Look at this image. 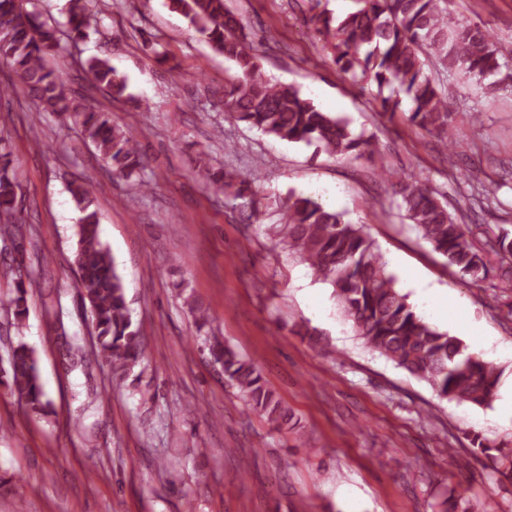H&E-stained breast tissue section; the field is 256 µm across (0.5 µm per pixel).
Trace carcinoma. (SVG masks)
<instances>
[{"label":"carcinoma","mask_w":512,"mask_h":512,"mask_svg":"<svg viewBox=\"0 0 512 512\" xmlns=\"http://www.w3.org/2000/svg\"><path fill=\"white\" fill-rule=\"evenodd\" d=\"M356 7L333 17L325 9L314 12L310 29L323 42L332 65L354 82L371 80L378 112L395 115L402 98L411 103L409 122L439 138L446 160H451L461 132L448 124V97L426 66L436 61L483 86L492 98L498 91L486 79L501 64L490 32L483 26L460 21L446 0H355ZM97 0H67L65 28L73 42L89 37ZM170 8L217 53L233 64L235 73L224 86V112L288 143L316 144L326 154L364 158L377 165L380 176L387 167L371 137L352 133L349 122L324 112L288 84L271 81L259 63L258 46L243 33L240 19L225 0H169ZM57 22L45 18L23 0H0V63L10 66L16 81L0 86V97L22 89L39 111L66 115L79 128L83 140L95 147L101 160L116 176L136 178L144 188L146 158L132 131L112 120L76 95L55 65L61 48ZM97 89L119 99L127 90L126 78L106 58L81 62ZM218 193L233 192L241 206L255 205L246 194L245 180L235 171L206 173ZM18 181L11 153L0 136V226L24 238L17 220L20 211ZM81 213L74 264L81 298L88 304L98 355L122 381L145 358L147 342L132 317L126 288L115 261L99 239L98 208L94 182L89 176L69 185ZM398 208L433 249L474 280L488 275L484 255L473 243L466 225L448 212L439 193L425 181L408 176L394 186ZM276 245L299 257L318 281L333 288L342 317L371 350L419 380L427 382L441 400L492 407L501 372L493 364L466 352L456 336L425 321L396 287L395 277L375 241L363 226L352 224L340 212L302 195L288 198L282 223L273 228ZM500 263H512V240L502 236L490 244ZM11 284L0 308L21 326L28 317V291L33 277L26 270L10 272ZM184 303L199 327L208 324L206 309L187 296ZM204 347L224 378L236 387L250 408L269 424L298 431L294 416L267 385L257 365L216 336H207ZM0 387L24 404L32 415L45 414L48 402L40 382L35 352L19 343L0 367ZM471 454L482 456L493 473L512 479V448L474 439ZM436 512H472L468 500L444 496Z\"/></svg>","instance_id":"carcinoma-1"}]
</instances>
